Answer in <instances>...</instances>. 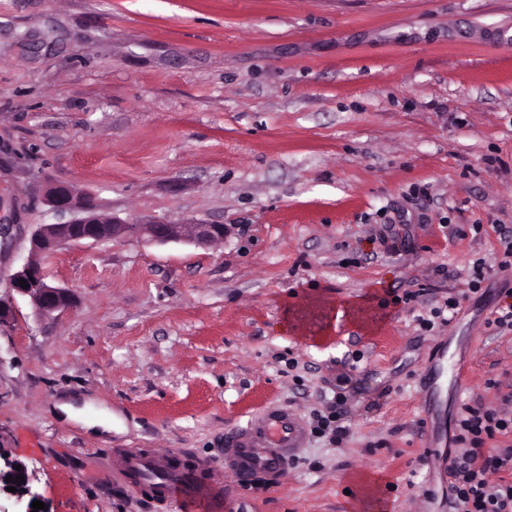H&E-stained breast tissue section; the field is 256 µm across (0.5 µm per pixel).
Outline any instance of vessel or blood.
Wrapping results in <instances>:
<instances>
[{
    "label": "vessel or blood",
    "mask_w": 512,
    "mask_h": 512,
    "mask_svg": "<svg viewBox=\"0 0 512 512\" xmlns=\"http://www.w3.org/2000/svg\"><path fill=\"white\" fill-rule=\"evenodd\" d=\"M450 374L455 390H463L464 373L459 363L437 361L429 370L424 392L436 397L438 381ZM308 431L303 420L281 407H269L249 417L245 424L224 433V470L216 472L204 459L192 457L184 448L163 453L122 450L110 454L106 464L115 483L130 485L140 474L160 472V480L148 488L178 512H224L234 490L244 488L254 474L280 481L305 447Z\"/></svg>",
    "instance_id": "obj_1"
}]
</instances>
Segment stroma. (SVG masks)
Instances as JSON below:
<instances>
[{
	"label": "stroma",
	"instance_id": "1",
	"mask_svg": "<svg viewBox=\"0 0 512 512\" xmlns=\"http://www.w3.org/2000/svg\"><path fill=\"white\" fill-rule=\"evenodd\" d=\"M56 181L128 222L230 232L64 244L40 267L76 304L40 318L11 277ZM0 222V455L50 512H176L102 458L220 469L226 429L339 390L347 440L310 437L225 512H448L430 443L454 451L460 402L512 391V331L485 327L512 290V0H0ZM441 357L466 391L441 381L432 412ZM445 371H448V373L451 375V380L454 381L456 395H459L463 391L465 385L464 373L461 365L458 362L452 361L450 364H448V366H445L444 357H442L429 370L428 377L424 385V392L426 396H429L430 400H434L435 403L437 402L436 395L439 388L438 380L441 378Z\"/></svg>",
	"mask_w": 512,
	"mask_h": 512
}]
</instances>
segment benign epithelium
Here are the masks:
<instances>
[{
    "label": "benign epithelium",
    "mask_w": 512,
    "mask_h": 512,
    "mask_svg": "<svg viewBox=\"0 0 512 512\" xmlns=\"http://www.w3.org/2000/svg\"><path fill=\"white\" fill-rule=\"evenodd\" d=\"M43 203L57 216V222L39 224L30 236V251L27 261L12 275L14 290L31 299L36 315L43 317L55 312L67 311L74 307L75 297L71 289L45 281L40 273V258L69 242L92 241L94 243L121 238H135L158 243L183 241L207 247L224 240L227 230L222 224L203 222H174L149 220L126 222L101 214L85 197L77 194L67 184L54 183L46 187ZM25 280L28 287L19 284ZM21 469H15V466ZM24 477L17 485L6 481V477ZM14 487L10 493L16 503L24 507L23 512H32L33 501L42 500L31 485L26 465L8 457L0 456V493Z\"/></svg>",
    "instance_id": "benign-epithelium-1"
}]
</instances>
